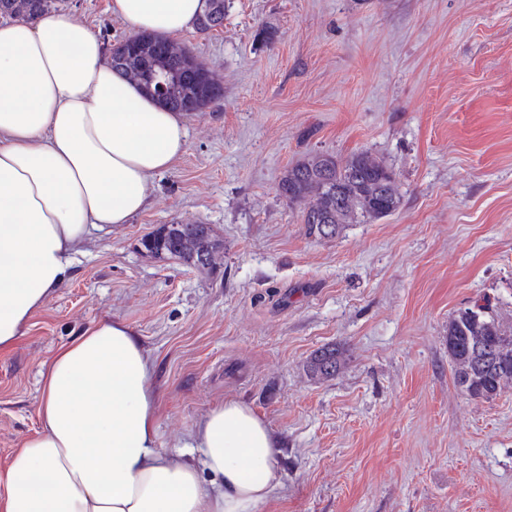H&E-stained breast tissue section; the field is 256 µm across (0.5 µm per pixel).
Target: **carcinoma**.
I'll return each instance as SVG.
<instances>
[{"instance_id": "cac0c4a2", "label": "carcinoma", "mask_w": 512, "mask_h": 512, "mask_svg": "<svg viewBox=\"0 0 512 512\" xmlns=\"http://www.w3.org/2000/svg\"><path fill=\"white\" fill-rule=\"evenodd\" d=\"M228 4L201 0L197 32L223 28ZM49 8V0H0V12L19 19L34 20ZM168 43L160 35H135L112 50L108 64L174 112H200L219 100L224 95L219 77L190 51L168 50ZM278 192L299 209L306 234L317 239H334L348 224L386 217L401 203L392 170L367 151L345 161L326 153L310 155L288 167ZM140 245L155 259L195 269H214L224 257L223 240L209 224H160ZM446 344L455 383L467 396L493 400L512 385V326L503 327L490 304L476 301L458 309L448 319ZM307 368L314 377H335L341 368L338 351H316Z\"/></svg>"}]
</instances>
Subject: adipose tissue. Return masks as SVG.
<instances>
[{"label":"adipose tissue","mask_w":512,"mask_h":512,"mask_svg":"<svg viewBox=\"0 0 512 512\" xmlns=\"http://www.w3.org/2000/svg\"><path fill=\"white\" fill-rule=\"evenodd\" d=\"M199 0H111L136 34L189 30ZM98 31L63 9L0 21V349L71 275L91 230L146 209L184 153L183 113L113 73ZM155 364L127 323L99 319L40 371V428L0 468V512H266L279 444L229 399L175 458L158 441Z\"/></svg>","instance_id":"obj_1"}]
</instances>
